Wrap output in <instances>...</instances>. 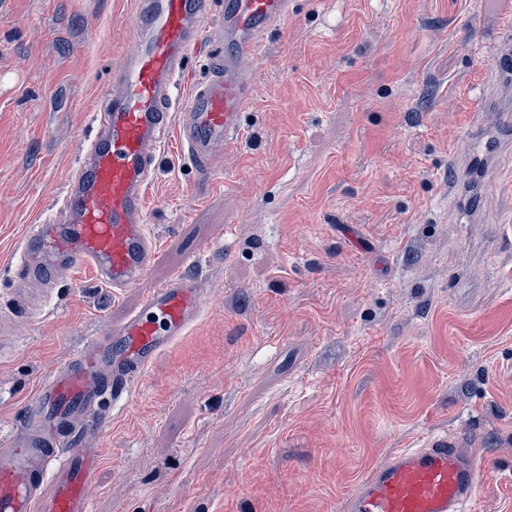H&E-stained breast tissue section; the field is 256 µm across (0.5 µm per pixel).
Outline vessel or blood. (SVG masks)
<instances>
[{"mask_svg":"<svg viewBox=\"0 0 512 512\" xmlns=\"http://www.w3.org/2000/svg\"><path fill=\"white\" fill-rule=\"evenodd\" d=\"M138 0L132 47L111 94L92 113L96 133L81 145L61 203L30 225L16 249L23 283L16 308L39 317L40 286L81 269L121 292L148 274L157 251L145 196L168 139L195 164L201 181L221 172L240 139L241 117L256 91V64L268 31L293 13L294 0ZM492 46L480 108L457 147L460 172L448 199L460 224L479 212L489 161L512 146V111L501 99L512 86V15ZM212 31L224 51H211L205 80L192 82L184 58ZM207 300L197 278L178 271L152 288L139 307L78 345L37 387L25 421L0 447V512H89L99 472L97 440L124 409L149 367L201 319ZM121 352H114V343ZM483 472L466 436H435L423 447L393 452L374 465L344 512H465Z\"/></svg>","mask_w":512,"mask_h":512,"instance_id":"vessel-or-blood-1","label":"vessel or blood"}]
</instances>
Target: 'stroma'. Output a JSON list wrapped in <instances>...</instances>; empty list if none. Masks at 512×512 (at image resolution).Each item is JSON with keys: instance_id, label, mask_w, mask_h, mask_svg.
<instances>
[{"instance_id": "obj_1", "label": "stroma", "mask_w": 512, "mask_h": 512, "mask_svg": "<svg viewBox=\"0 0 512 512\" xmlns=\"http://www.w3.org/2000/svg\"><path fill=\"white\" fill-rule=\"evenodd\" d=\"M136 9H0V305ZM499 17L485 0H296L262 46L222 178L198 181L175 141L162 150L147 278L115 295L66 276L41 318H19L0 431L73 347L181 270L211 306L104 428L92 512H340L390 452L459 432L493 472L468 512H512V152L479 223L448 214Z\"/></svg>"}]
</instances>
